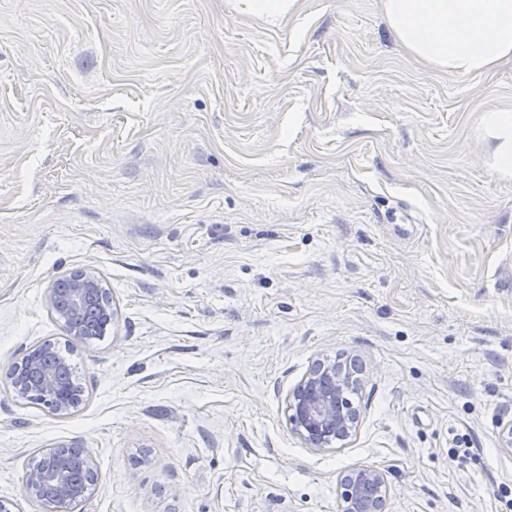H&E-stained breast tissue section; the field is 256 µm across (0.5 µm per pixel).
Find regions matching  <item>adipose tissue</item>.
Segmentation results:
<instances>
[{"label":"adipose tissue","instance_id":"1","mask_svg":"<svg viewBox=\"0 0 512 512\" xmlns=\"http://www.w3.org/2000/svg\"><path fill=\"white\" fill-rule=\"evenodd\" d=\"M395 39L418 63L458 79L512 61V0H381ZM492 169L512 178V109L483 116Z\"/></svg>","mask_w":512,"mask_h":512}]
</instances>
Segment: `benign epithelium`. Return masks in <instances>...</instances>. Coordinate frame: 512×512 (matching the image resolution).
Listing matches in <instances>:
<instances>
[{"label":"benign epithelium","mask_w":512,"mask_h":512,"mask_svg":"<svg viewBox=\"0 0 512 512\" xmlns=\"http://www.w3.org/2000/svg\"><path fill=\"white\" fill-rule=\"evenodd\" d=\"M109 302V289L98 271L77 269L56 278L47 291L48 307L63 323L67 335L83 341L80 327L67 322L68 314L78 315L95 301ZM23 364L32 379L26 395L52 415L64 417L73 409L72 393L64 381L65 363H39L37 354L24 355ZM357 384L354 375L341 364L315 360L286 397L288 425L291 432L315 451H323L338 441L348 440L356 431L359 412L346 397ZM49 462L29 468L23 478L24 496L36 501L42 512H72L84 502L89 487L74 476L65 455L53 446L45 452ZM388 488L384 472L374 467H361L341 477L339 482L340 512H380Z\"/></svg>","instance_id":"obj_1"}]
</instances>
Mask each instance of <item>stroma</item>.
<instances>
[{
  "label": "stroma",
  "instance_id": "stroma-1",
  "mask_svg": "<svg viewBox=\"0 0 512 512\" xmlns=\"http://www.w3.org/2000/svg\"><path fill=\"white\" fill-rule=\"evenodd\" d=\"M501 108L511 62L420 65L379 0L278 24L231 0H0V499L40 512L21 476L65 444L96 465L79 512H339L365 466L385 512H512ZM82 267L117 317L73 345L85 400L57 417L9 372L68 342L47 288ZM319 358L359 381L325 451L285 403ZM484 131L495 142L492 169L498 177L512 178V109L487 111Z\"/></svg>",
  "mask_w": 512,
  "mask_h": 512
}]
</instances>
